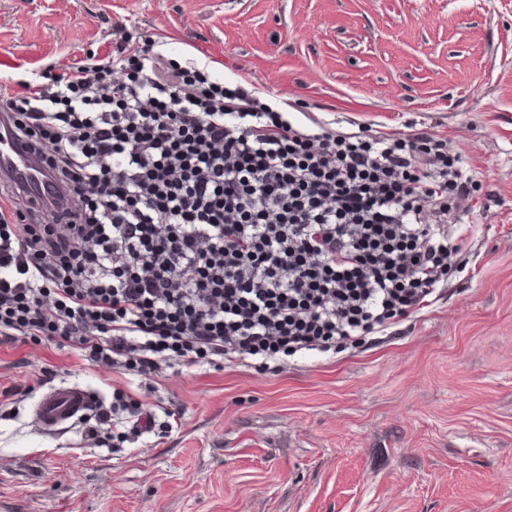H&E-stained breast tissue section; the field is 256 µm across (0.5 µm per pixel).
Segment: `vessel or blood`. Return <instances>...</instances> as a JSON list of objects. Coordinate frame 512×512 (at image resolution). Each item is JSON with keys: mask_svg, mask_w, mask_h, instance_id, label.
Masks as SVG:
<instances>
[{"mask_svg": "<svg viewBox=\"0 0 512 512\" xmlns=\"http://www.w3.org/2000/svg\"><path fill=\"white\" fill-rule=\"evenodd\" d=\"M0 180L9 182L21 195L35 203L47 200L51 191L49 178L31 159L23 142L12 133L5 114H0ZM96 402L88 389L59 384L42 392L31 407L35 421L47 431L76 421Z\"/></svg>", "mask_w": 512, "mask_h": 512, "instance_id": "vessel-or-blood-1", "label": "vessel or blood"}]
</instances>
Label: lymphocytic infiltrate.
Masks as SVG:
<instances>
[{"label": "lymphocytic infiltrate", "mask_w": 512, "mask_h": 512, "mask_svg": "<svg viewBox=\"0 0 512 512\" xmlns=\"http://www.w3.org/2000/svg\"><path fill=\"white\" fill-rule=\"evenodd\" d=\"M0 106L75 202L0 191V343L162 365L362 343L448 278L472 181L445 140L340 134L127 34Z\"/></svg>", "instance_id": "f902f5d3"}]
</instances>
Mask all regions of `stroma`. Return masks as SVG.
I'll list each match as a JSON object with an SVG mask.
<instances>
[{
	"label": "stroma",
	"mask_w": 512,
	"mask_h": 512,
	"mask_svg": "<svg viewBox=\"0 0 512 512\" xmlns=\"http://www.w3.org/2000/svg\"><path fill=\"white\" fill-rule=\"evenodd\" d=\"M341 133L426 130L473 176L425 307L358 348L147 379L0 345V512H512V0H0V83L118 30ZM98 406L51 435L30 406ZM122 391L158 425L87 430ZM96 397L77 385L59 384L42 392L31 407L35 421L46 431H54L84 416Z\"/></svg>",
	"instance_id": "stroma-1"
}]
</instances>
